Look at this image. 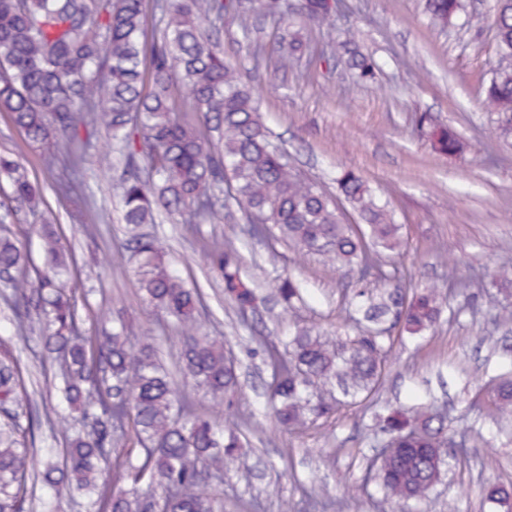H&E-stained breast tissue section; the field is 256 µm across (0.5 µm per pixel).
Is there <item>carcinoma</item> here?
<instances>
[{
  "mask_svg": "<svg viewBox=\"0 0 512 512\" xmlns=\"http://www.w3.org/2000/svg\"><path fill=\"white\" fill-rule=\"evenodd\" d=\"M337 0H301L300 18L334 26ZM432 22L455 25L461 0H425ZM290 0H167L162 5L164 35L145 61L141 43L144 0H0V111L25 133L34 149H48L64 138L71 145V174L85 176L82 157L89 140L82 133L100 128L119 144L126 177L119 184L125 223L147 224L154 212L185 214L198 223L220 218L231 205L259 231L318 255L336 265L354 288L356 336L336 342L316 326L298 325L285 351L265 346L273 368L270 399L286 430L330 417L346 399L368 396L378 387L386 347L396 330L421 336L438 321L448 292L426 288L408 294L387 273V258L404 248L402 225L380 202L369 183L352 170L336 177L333 196L293 169L288 154L273 144L254 91L240 62L204 38L202 27L224 20L250 32L252 18L288 20ZM497 59L485 89V105L495 115V132L512 140V0H496ZM303 43L287 32L270 43L256 42L254 66L269 59L288 70ZM329 57L375 78L377 64L364 54L350 30L329 43ZM184 92L206 123L218 132V146L175 114L173 91ZM431 147L454 156L463 150L459 134L431 123ZM10 197L30 210L42 194L20 163L0 156ZM224 206H219V202ZM126 248L139 256V283L145 303L181 326L188 386L224 400L232 418L222 434L208 418L176 411L174 382L162 369L151 343L133 348L119 330L103 339L86 334L84 319L59 280L63 260L58 238L43 234L45 261L37 266L22 245L0 238V275L11 288L17 326L34 330L29 293L45 327L38 340L57 365L63 400L81 415L82 428L61 423V457L38 460L30 454L38 422L21 420L26 388L12 348L0 340V512H24L28 484L42 483L60 500L74 491L90 494L87 512H151L158 497L162 512H217L207 482L219 478L206 468L214 450L224 449V465L242 447L234 429L245 398L224 341L195 330L201 293L186 285L163 260L152 238L133 234ZM210 269L224 283V295L240 315L252 309L256 294L241 273L242 257L230 240L205 250ZM35 276H30V273ZM274 288L286 304L301 297L296 279L277 277ZM488 400L512 413V371L500 375ZM391 446L379 449L371 478L402 508L429 498L440 478L448 445L445 418L419 402L383 420ZM135 439L123 468L114 475L129 484L114 492L100 481L99 463L121 444Z\"/></svg>",
  "mask_w": 512,
  "mask_h": 512,
  "instance_id": "1",
  "label": "carcinoma"
}]
</instances>
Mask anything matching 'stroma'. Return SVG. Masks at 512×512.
Segmentation results:
<instances>
[{"label": "stroma", "instance_id": "stroma-1", "mask_svg": "<svg viewBox=\"0 0 512 512\" xmlns=\"http://www.w3.org/2000/svg\"><path fill=\"white\" fill-rule=\"evenodd\" d=\"M339 24L354 26L365 49L382 65L377 83L362 87L341 67L302 61L288 73L272 66L254 68L250 41L233 24H221L218 36L227 55L250 70L261 96L264 121L275 141L291 155L300 173L336 189V174H361L387 201L407 241L395 269L410 290L447 289L451 278H465L503 262L512 263V143L491 141V115L483 100L489 69L496 59L493 30L495 0H464L466 24L440 31L424 11V0H344ZM428 112L464 136L462 156L435 153L415 115ZM105 130L93 133L83 165L87 179L68 176V148L58 141L51 159L28 152L21 132L0 112V154L16 158L43 189L44 203L30 213L4 196L0 177V237L23 242L40 258L43 233L61 240L67 265L66 285L91 309L105 308L111 320H88L90 334L122 324L132 345L147 336L162 339L160 357L174 368L183 333L151 311L139 292L132 256L117 257L125 225L116 184L122 161L98 169V155L114 153ZM94 195L105 216L96 231L84 232L86 215L78 204ZM160 240L164 259L190 285L204 291L196 315L200 330L226 337L236 359L239 382L249 407L244 433L249 443L237 462L212 484L224 512H388L376 482L366 469L385 442L378 418L390 407L414 401L435 402L448 416L453 438H466L468 455L448 459L429 499L410 504V512H502L484 500L483 485L512 486V414L477 404L494 376L512 369V323L499 325L500 310L512 313V298L487 288L476 301L451 294L438 323L424 335L397 337L378 391L308 428L281 429L266 389L271 369L253 339L262 331L280 342L294 325L316 324L332 339L355 335L350 292L335 266L288 244L251 236L240 211L218 223L187 224L160 217L143 225ZM231 235L244 257L243 271L254 282L257 308L249 318L224 300L208 274L205 244ZM290 271L304 286L294 307L278 299L272 280ZM0 339L18 357L29 393L22 410L36 415L37 449L59 448L51 423L75 416L55 386V367L34 334L19 333L12 311L0 298Z\"/></svg>", "mask_w": 512, "mask_h": 512}]
</instances>
